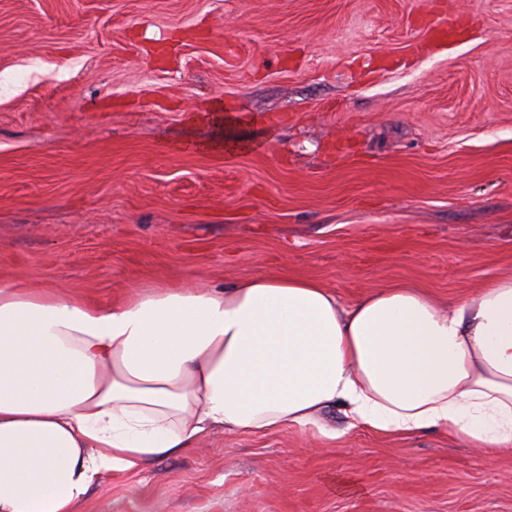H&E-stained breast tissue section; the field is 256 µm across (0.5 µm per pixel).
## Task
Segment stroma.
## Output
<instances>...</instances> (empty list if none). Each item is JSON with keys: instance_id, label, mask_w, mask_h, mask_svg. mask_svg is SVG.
<instances>
[{"instance_id": "1", "label": "stroma", "mask_w": 512, "mask_h": 512, "mask_svg": "<svg viewBox=\"0 0 512 512\" xmlns=\"http://www.w3.org/2000/svg\"><path fill=\"white\" fill-rule=\"evenodd\" d=\"M284 273L443 308L512 274V0H0V278L104 306ZM80 512H512V451L333 407Z\"/></svg>"}]
</instances>
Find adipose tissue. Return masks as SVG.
Instances as JSON below:
<instances>
[{
    "label": "adipose tissue",
    "mask_w": 512,
    "mask_h": 512,
    "mask_svg": "<svg viewBox=\"0 0 512 512\" xmlns=\"http://www.w3.org/2000/svg\"><path fill=\"white\" fill-rule=\"evenodd\" d=\"M336 405L379 433L512 450V276L445 310L404 284L345 305L285 274L109 306L0 279V512H78L103 473Z\"/></svg>",
    "instance_id": "adipose-tissue-1"
}]
</instances>
